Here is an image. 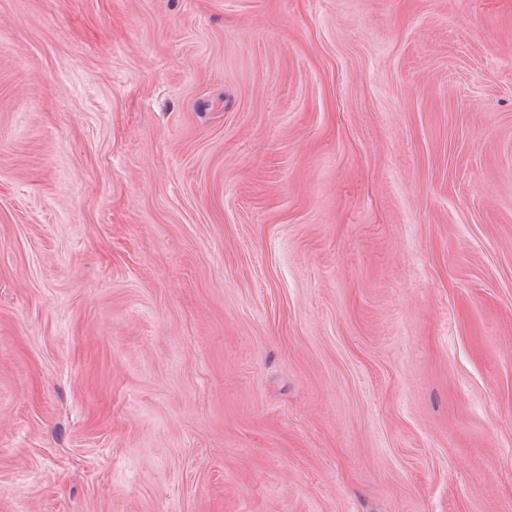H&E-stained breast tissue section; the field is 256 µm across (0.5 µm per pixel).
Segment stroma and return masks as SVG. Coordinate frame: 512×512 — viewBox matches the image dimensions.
I'll return each mask as SVG.
<instances>
[{
    "mask_svg": "<svg viewBox=\"0 0 512 512\" xmlns=\"http://www.w3.org/2000/svg\"><path fill=\"white\" fill-rule=\"evenodd\" d=\"M0 512H512V0H0Z\"/></svg>",
    "mask_w": 512,
    "mask_h": 512,
    "instance_id": "1",
    "label": "stroma"
}]
</instances>
